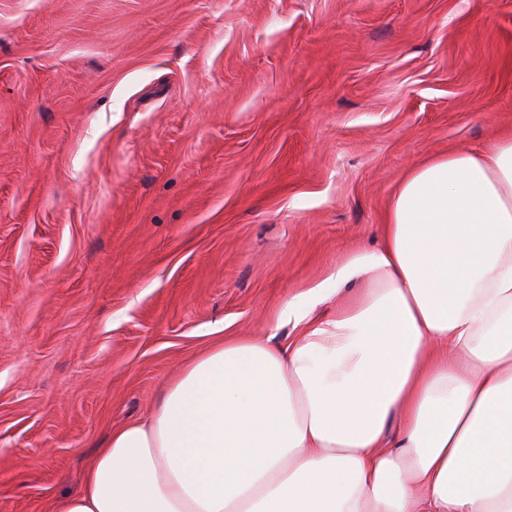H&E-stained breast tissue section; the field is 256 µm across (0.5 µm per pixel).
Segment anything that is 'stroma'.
Wrapping results in <instances>:
<instances>
[{
  "label": "stroma",
  "instance_id": "1",
  "mask_svg": "<svg viewBox=\"0 0 512 512\" xmlns=\"http://www.w3.org/2000/svg\"><path fill=\"white\" fill-rule=\"evenodd\" d=\"M512 132V0H0V512Z\"/></svg>",
  "mask_w": 512,
  "mask_h": 512
}]
</instances>
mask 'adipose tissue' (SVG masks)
Listing matches in <instances>:
<instances>
[{
    "instance_id": "adipose-tissue-1",
    "label": "adipose tissue",
    "mask_w": 512,
    "mask_h": 512,
    "mask_svg": "<svg viewBox=\"0 0 512 512\" xmlns=\"http://www.w3.org/2000/svg\"><path fill=\"white\" fill-rule=\"evenodd\" d=\"M382 234L289 299L288 344L188 363L50 512H512V135L410 169Z\"/></svg>"
}]
</instances>
